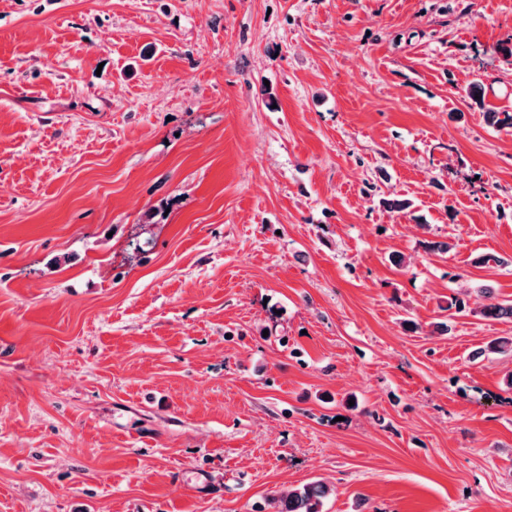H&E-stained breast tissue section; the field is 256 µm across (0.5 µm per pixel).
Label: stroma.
I'll use <instances>...</instances> for the list:
<instances>
[{"label": "stroma", "instance_id": "35a3bbf8", "mask_svg": "<svg viewBox=\"0 0 512 512\" xmlns=\"http://www.w3.org/2000/svg\"><path fill=\"white\" fill-rule=\"evenodd\" d=\"M489 111L512 0H0V512H512ZM332 494V488L316 480L301 487L288 489L274 498L277 512H323L324 500Z\"/></svg>", "mask_w": 512, "mask_h": 512}]
</instances>
